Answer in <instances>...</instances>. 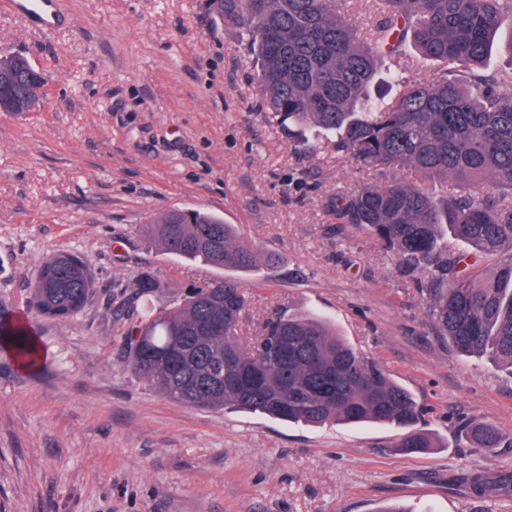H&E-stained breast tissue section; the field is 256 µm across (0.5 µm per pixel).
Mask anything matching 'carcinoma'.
<instances>
[{"mask_svg": "<svg viewBox=\"0 0 512 512\" xmlns=\"http://www.w3.org/2000/svg\"><path fill=\"white\" fill-rule=\"evenodd\" d=\"M241 24L258 64L261 111L294 149L321 145L353 158L375 182L336 195L338 224H352L391 254L405 274H420L432 331L456 354L487 357L512 374V71L483 63L512 0H378L376 34L365 38L336 10L337 0H223ZM411 38L419 55L444 65L426 82H400L390 99L367 88L380 60ZM21 54L0 56V95L25 113L46 97ZM315 127L323 143L305 130ZM492 190H484L485 184ZM147 231L165 253L224 269L156 310L165 283L141 272L129 298L127 363L138 377L187 407H224L294 424L379 423L405 430L400 447H434L418 428L421 410L383 365L361 354L327 319L280 312L251 342L238 329L249 296L243 276L257 269L254 249L214 213L171 208ZM495 267L480 270L483 257ZM32 301L44 315L76 314L94 288L84 261L57 254L39 268ZM0 336L35 361L27 331L0 324ZM478 448L503 437L467 425ZM473 493L512 496V470L466 475Z\"/></svg>", "mask_w": 512, "mask_h": 512, "instance_id": "1", "label": "carcinoma"}]
</instances>
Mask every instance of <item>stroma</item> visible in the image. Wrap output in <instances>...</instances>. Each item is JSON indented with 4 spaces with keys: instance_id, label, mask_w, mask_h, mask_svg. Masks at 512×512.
<instances>
[{
    "instance_id": "1",
    "label": "stroma",
    "mask_w": 512,
    "mask_h": 512,
    "mask_svg": "<svg viewBox=\"0 0 512 512\" xmlns=\"http://www.w3.org/2000/svg\"><path fill=\"white\" fill-rule=\"evenodd\" d=\"M42 32L0 11V54H26L47 100L0 112V320L23 321L39 350L26 366L0 346V512H512L460 477L512 468V374L451 352L414 283L366 233L337 223L336 193L371 183L350 157L294 152L259 109L237 23L207 0H62ZM426 80L413 44L378 67ZM171 208H202L276 262L251 279L239 327L280 310L335 321L414 396L434 447L400 448V429L291 424L230 408H186L124 362L126 298L141 271L167 306L222 270L180 261L142 231ZM84 257L94 293L57 320L31 304L50 255ZM494 426L504 448L462 431Z\"/></svg>"
}]
</instances>
